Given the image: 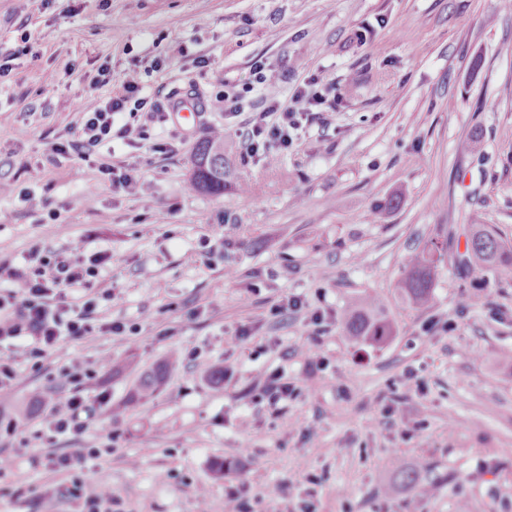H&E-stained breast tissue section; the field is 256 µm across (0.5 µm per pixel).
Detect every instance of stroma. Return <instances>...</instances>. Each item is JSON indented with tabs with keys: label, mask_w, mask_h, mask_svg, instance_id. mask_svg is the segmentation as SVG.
<instances>
[{
	"label": "stroma",
	"mask_w": 512,
	"mask_h": 512,
	"mask_svg": "<svg viewBox=\"0 0 512 512\" xmlns=\"http://www.w3.org/2000/svg\"><path fill=\"white\" fill-rule=\"evenodd\" d=\"M208 66H200V59ZM263 59L286 72L282 98L318 77L336 98L327 122L305 124L272 166L247 154L224 91ZM0 261L24 266L32 246L68 240L113 260L103 319L133 336L64 343L39 375L23 373L0 440V512H78L53 496L51 449L96 448L85 473L104 478L115 512H210L238 489L247 512H512V282L459 262L472 225L512 239V11L502 0H0ZM106 77H99L100 67ZM146 93L195 115L149 141L109 143L89 160L48 158L71 137L89 95L112 96L130 69ZM224 129V191L190 190L192 152ZM166 143L156 151L154 143ZM135 169V193L113 190L100 163ZM44 166L30 184L29 167ZM49 202L33 210L18 192ZM169 221H154L157 210ZM67 225L61 236L59 225ZM444 244L431 301L406 304L403 265L429 239ZM380 297L396 327L383 346L345 336L339 321ZM298 297L338 321L316 333L303 314L272 316ZM249 326L263 354L230 339ZM318 341L325 367L301 347ZM199 349L207 369L173 371L148 404L117 417L94 408L82 435L48 445L24 413L33 391L83 362L122 400L173 349ZM224 372L214 384L208 368ZM301 386L287 408L256 399L266 372ZM417 370L416 393L404 381ZM393 413L382 418V405ZM300 428H291V421ZM424 465L436 489L400 484ZM287 485L272 507L262 489Z\"/></svg>",
	"instance_id": "35a3bbf8"
}]
</instances>
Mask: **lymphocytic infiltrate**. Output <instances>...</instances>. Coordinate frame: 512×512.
<instances>
[{"label": "lymphocytic infiltrate", "mask_w": 512, "mask_h": 512, "mask_svg": "<svg viewBox=\"0 0 512 512\" xmlns=\"http://www.w3.org/2000/svg\"><path fill=\"white\" fill-rule=\"evenodd\" d=\"M254 85L261 89V110L244 126L241 135L247 152L263 163L278 161L295 144L297 130L314 119L316 108L325 105L326 91L318 79L299 87L291 104L281 100V74L268 69L263 61L252 65ZM146 112L151 121L166 124L171 109L144 95L140 74L126 72L117 92L106 100L90 95L81 104V124L77 140L57 143L54 155L77 154L90 159L103 144L119 139L129 145L145 140L144 126L134 124L130 111ZM112 262L108 251L84 255L83 245L68 242L58 252L32 247L26 265L16 268L0 265V395L11 393L20 382L21 366L38 373L45 359L68 340L93 335L123 336L125 323L102 321L103 303L111 301V289L96 290L95 280ZM56 381L65 389L40 421L39 434L47 442L76 437L87 427L88 402L109 404L107 392H95L96 372L88 365L74 363L60 369ZM100 449L79 448L47 456L46 467L65 476L61 495L76 501L82 512H112L110 485L81 476L86 459L99 457Z\"/></svg>", "instance_id": "obj_1"}]
</instances>
